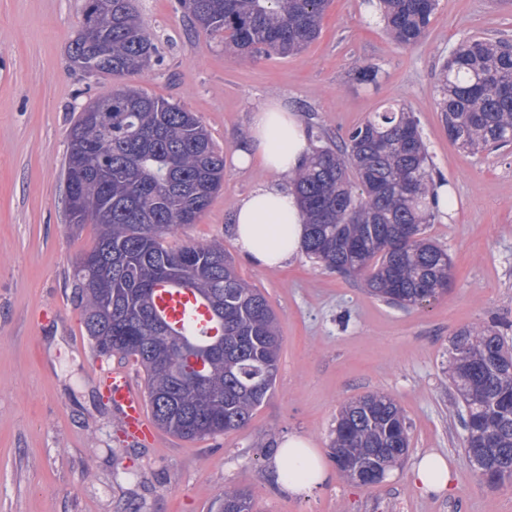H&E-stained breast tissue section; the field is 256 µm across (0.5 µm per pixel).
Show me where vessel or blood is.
Returning <instances> with one entry per match:
<instances>
[{
	"instance_id": "1",
	"label": "vessel or blood",
	"mask_w": 512,
	"mask_h": 512,
	"mask_svg": "<svg viewBox=\"0 0 512 512\" xmlns=\"http://www.w3.org/2000/svg\"><path fill=\"white\" fill-rule=\"evenodd\" d=\"M155 304L169 322L176 326L192 324L198 336H211L215 327L204 305L198 304L193 293L185 288H159ZM102 382L120 414L119 426L124 435L135 442L150 443L156 437L155 429L146 416L142 393L131 372L115 365L105 371Z\"/></svg>"
}]
</instances>
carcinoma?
<instances>
[{
	"label": "carcinoma",
	"instance_id": "cac0c4a2",
	"mask_svg": "<svg viewBox=\"0 0 512 512\" xmlns=\"http://www.w3.org/2000/svg\"><path fill=\"white\" fill-rule=\"evenodd\" d=\"M193 26L224 35L242 58H286L320 32L328 0H191ZM438 0H378L377 10L402 46L427 31ZM98 13L69 45L74 70L97 76L138 75L155 45L132 0H86ZM437 105L448 139L469 152L512 143V44L468 38L441 71ZM112 102V129H101L85 106L68 131L64 179L71 224H94V247L77 258L72 294L101 355L132 357L141 366L155 423L187 440L244 427L272 390L281 336L269 300L237 273L224 245L185 244L167 236L194 224L224 182V155L199 117L181 106L126 87L97 97ZM304 208L302 248L329 270L350 267L368 291L399 306L442 294L451 260L425 236L439 214L438 184L418 124L405 108L387 105L339 144L312 148L288 176ZM184 284L201 300L224 296V353L208 360L206 381L217 399L199 407L192 359L208 342L181 336L155 314L158 285ZM452 382L464 399V447L484 479L512 484V350L496 325L465 327L452 341ZM185 375L173 389L157 367ZM331 449L348 480L387 471L406 455L410 436L396 402L364 395L339 413ZM228 512H253L247 491L224 490Z\"/></svg>",
	"mask_w": 512,
	"mask_h": 512
}]
</instances>
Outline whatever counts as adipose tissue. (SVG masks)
Segmentation results:
<instances>
[{"instance_id":"adipose-tissue-1","label":"adipose tissue","mask_w":512,"mask_h":512,"mask_svg":"<svg viewBox=\"0 0 512 512\" xmlns=\"http://www.w3.org/2000/svg\"><path fill=\"white\" fill-rule=\"evenodd\" d=\"M310 138L309 130L294 112L281 102L272 101L252 112L249 139L232 157L238 168L247 167L252 159H260L273 177L271 183L259 186L242 200L233 214L235 242L257 266H281L295 256L301 245L304 214L284 178L309 155ZM298 463L304 464L309 476L288 483L290 493L308 494L331 478L320 450L299 436L284 439L276 450L272 474L281 477L284 468ZM411 481L422 492L442 495L447 493L453 473L444 457L430 453L414 466Z\"/></svg>"}]
</instances>
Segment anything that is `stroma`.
Here are the masks:
<instances>
[{"instance_id": "35a3bbf8", "label": "stroma", "mask_w": 512, "mask_h": 512, "mask_svg": "<svg viewBox=\"0 0 512 512\" xmlns=\"http://www.w3.org/2000/svg\"><path fill=\"white\" fill-rule=\"evenodd\" d=\"M133 5L158 64L139 76L85 79L68 56L85 0H0V512H218L228 487L247 490L254 512H512V486L490 487L465 455L451 361L465 326L504 324L512 345V145L466 153L436 108L441 64L462 40L512 42V0H439L427 33L408 47L366 0H330L304 51L248 61L191 27L178 0ZM366 64L377 67L375 82L361 81ZM126 86L196 113L226 158L222 189L167 246L221 242L279 322L274 388L246 426L222 435L125 439L96 380L98 365L113 359L97 357L72 299L73 263L97 228L67 222V131L91 99ZM271 98L324 142L390 103L413 113L453 200L425 227L451 259L448 295L401 307L302 253L274 269L241 254L234 209L271 176L258 164L238 170L231 157ZM367 393L390 395L404 411L410 449L401 467L367 488L337 473L303 496L275 482L282 438L329 450L341 406ZM427 453L448 461V494L412 488L411 469Z\"/></svg>"}]
</instances>
